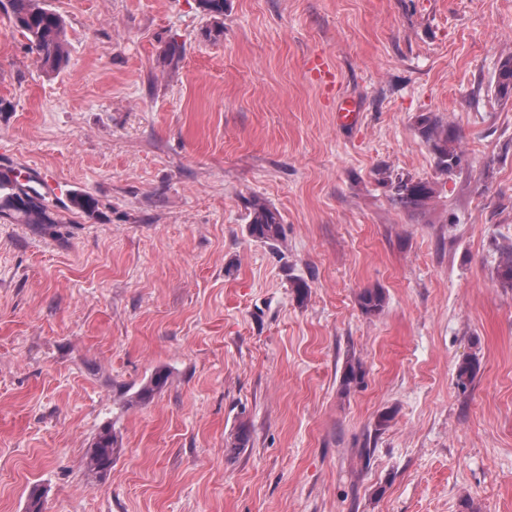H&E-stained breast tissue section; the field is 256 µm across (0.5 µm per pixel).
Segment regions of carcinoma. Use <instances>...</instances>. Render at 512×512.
<instances>
[{
	"instance_id": "obj_1",
	"label": "carcinoma",
	"mask_w": 512,
	"mask_h": 512,
	"mask_svg": "<svg viewBox=\"0 0 512 512\" xmlns=\"http://www.w3.org/2000/svg\"><path fill=\"white\" fill-rule=\"evenodd\" d=\"M10 12L16 31L25 37L48 71L60 69L67 56L66 25L61 16L46 7L45 0H9ZM200 8L213 19L214 25L206 31L209 38H219L223 34L224 0H199ZM419 133L433 142L437 151V164L443 170H450L457 158L448 149V132L440 129L435 117L424 116L419 120ZM431 194L426 181L399 180L391 184V201L398 207L415 211L422 207ZM70 206L87 215L97 211L96 200L81 193L69 198ZM248 223L249 235L261 242L275 245L281 238L282 220L279 212L266 204H251ZM0 217L20 224H34L45 231H52L60 223L58 214L38 191L28 193L23 190L15 171L0 169ZM497 279L504 287L512 288V251L504 253L497 267ZM386 304V294L380 288L366 289L359 295V306L367 315L380 313ZM366 371L360 360L347 361L340 379L342 393L364 382ZM167 373L157 371L150 381L143 385L132 399L144 402L155 391L163 387ZM118 448L111 431L103 430L92 448L87 451V465L96 472L104 473L112 468Z\"/></svg>"
}]
</instances>
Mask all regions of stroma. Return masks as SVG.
Segmentation results:
<instances>
[{"instance_id":"stroma-1","label":"stroma","mask_w":512,"mask_h":512,"mask_svg":"<svg viewBox=\"0 0 512 512\" xmlns=\"http://www.w3.org/2000/svg\"><path fill=\"white\" fill-rule=\"evenodd\" d=\"M45 3L54 72L0 7V167L61 218H0V512H512V0H226L216 41L197 0ZM398 179L429 182L420 210ZM419 133L427 141H432L437 151V164L443 170H450L457 158L448 149V130H440V122L436 117L422 116L418 122ZM431 194V187L426 181H404L391 182V201L398 207L415 211L422 207ZM248 233L255 240L275 246L281 238L282 220L279 212L266 204H251ZM385 304L386 294L380 288L366 289L359 295V306L367 315L379 314ZM365 374L366 371L360 360H348L340 379V388L342 393L347 394L352 388L359 387L363 384ZM114 436L109 429L103 430L92 448L87 451V465L92 471L104 473L111 469L114 456L118 448H116Z\"/></svg>"}]
</instances>
